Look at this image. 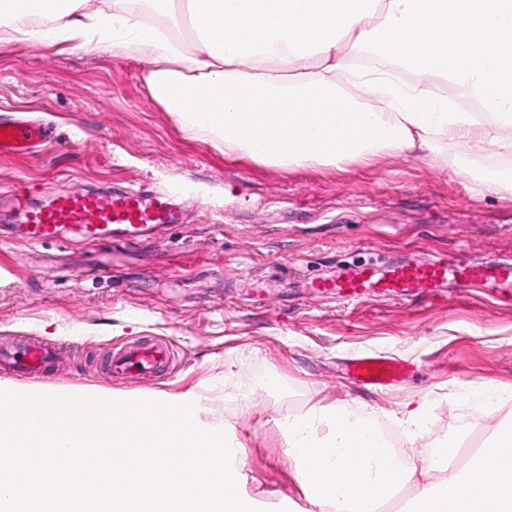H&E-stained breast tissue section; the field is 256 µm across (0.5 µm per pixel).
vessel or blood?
Listing matches in <instances>:
<instances>
[{
	"instance_id": "1",
	"label": "vessel or blood",
	"mask_w": 512,
	"mask_h": 512,
	"mask_svg": "<svg viewBox=\"0 0 512 512\" xmlns=\"http://www.w3.org/2000/svg\"><path fill=\"white\" fill-rule=\"evenodd\" d=\"M55 138V131L48 126L0 115L1 156L22 155L33 145L47 144ZM31 197V191L21 186L0 194V205L16 214L18 236L31 244L58 239L65 229L89 241L138 243L159 228L186 220L174 196L142 188L72 190L42 204L32 203ZM451 284L466 293L493 285L512 286V258L478 260L461 253L383 267L360 262L336 278L320 281L318 287L344 301L367 302L378 298L402 300L419 293L444 300ZM52 350L49 343L25 342L8 358L21 371L36 374L45 368ZM173 357L167 342L126 341L112 348L107 371L117 376L150 375L163 370ZM349 373L360 385L385 386L408 377L410 368L383 356L363 355L352 360Z\"/></svg>"
}]
</instances>
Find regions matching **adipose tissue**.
I'll return each mask as SVG.
<instances>
[{"mask_svg":"<svg viewBox=\"0 0 512 512\" xmlns=\"http://www.w3.org/2000/svg\"><path fill=\"white\" fill-rule=\"evenodd\" d=\"M19 42L133 54L184 132L260 163L438 157L442 140L512 155V63L499 54L512 0H0V46ZM346 43L388 68L348 65ZM441 79L481 112L455 111ZM284 439L317 512H380L392 499L397 512H512V422L463 464L454 442L413 463L341 404L311 406Z\"/></svg>","mask_w":512,"mask_h":512,"instance_id":"1","label":"adipose tissue"}]
</instances>
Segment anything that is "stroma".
Masks as SVG:
<instances>
[{"instance_id": "stroma-1", "label": "stroma", "mask_w": 512, "mask_h": 512, "mask_svg": "<svg viewBox=\"0 0 512 512\" xmlns=\"http://www.w3.org/2000/svg\"><path fill=\"white\" fill-rule=\"evenodd\" d=\"M144 74L118 49L0 47V114L39 118L57 132L28 155L0 156V190L28 183L45 198L132 185L175 193L190 209L188 223L119 255L72 233L32 245L0 218V343L37 337L62 346L40 385L196 398L204 418L242 442L243 480L261 512L304 500L283 461L281 421L312 405L340 403L392 425L407 403L426 401L415 458L503 418L500 410L475 418L454 403L481 387L512 395V304L499 290L357 303L322 295L316 283L358 259L512 256V194L474 180L512 169V156L443 162L389 152L340 166L261 164L184 133L150 98ZM137 339L169 343L172 366L150 380L109 382L110 345ZM363 352L414 373L359 387L345 365ZM270 374L281 390L257 392L251 408L245 390ZM0 381L39 385L2 368Z\"/></svg>"}]
</instances>
